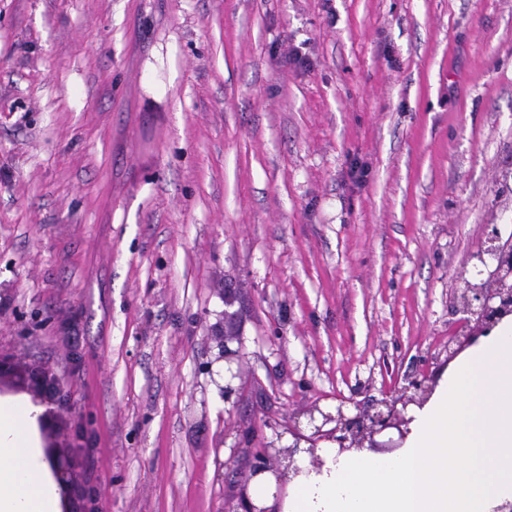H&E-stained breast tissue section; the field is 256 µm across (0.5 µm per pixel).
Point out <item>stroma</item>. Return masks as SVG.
Masks as SVG:
<instances>
[{
  "mask_svg": "<svg viewBox=\"0 0 512 512\" xmlns=\"http://www.w3.org/2000/svg\"><path fill=\"white\" fill-rule=\"evenodd\" d=\"M488 224L512 0H0V352L100 512H237L312 407L442 378Z\"/></svg>",
  "mask_w": 512,
  "mask_h": 512,
  "instance_id": "35a3bbf8",
  "label": "stroma"
}]
</instances>
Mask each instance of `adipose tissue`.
Listing matches in <instances>:
<instances>
[{
	"instance_id": "obj_1",
	"label": "adipose tissue",
	"mask_w": 512,
	"mask_h": 512,
	"mask_svg": "<svg viewBox=\"0 0 512 512\" xmlns=\"http://www.w3.org/2000/svg\"><path fill=\"white\" fill-rule=\"evenodd\" d=\"M39 410L0 400V512H56L51 466L31 438ZM395 453L299 449V473L250 482L259 512H491L512 500V318L469 347L429 400L410 410ZM318 456L312 467L310 456ZM288 494L277 498L278 482Z\"/></svg>"
}]
</instances>
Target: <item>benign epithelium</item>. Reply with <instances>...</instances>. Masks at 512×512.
Returning <instances> with one entry per match:
<instances>
[{
  "mask_svg": "<svg viewBox=\"0 0 512 512\" xmlns=\"http://www.w3.org/2000/svg\"><path fill=\"white\" fill-rule=\"evenodd\" d=\"M479 262L475 280L462 278L463 287L458 289L455 297L460 329L448 337V361L455 360L465 349L474 345L479 337L488 335L504 318L512 316V289L502 283L497 288H484L482 284L497 278L512 277V242L503 240L500 228L496 224L486 227L484 239L473 254ZM26 393L33 404L44 407L37 423L44 441V453L51 464V469L59 483L63 499H68L73 483L72 445L58 442L60 407L64 395L60 382L49 378L42 372L27 368L8 355L0 353V393L3 390ZM413 390V395L401 401L384 402L385 409L373 413L364 412L349 418L343 406L336 408V413L325 412L319 407L309 411V421L314 424L315 433L330 423L331 439L336 441L339 451L350 448H399L408 434L410 418L404 409L408 405L424 404L434 390L433 382L427 375L408 378L405 390ZM402 408H397V404ZM321 416V424H316V416ZM388 429L398 433V440L385 442L376 440V436ZM301 436L295 434V444L288 448L263 449L254 456L248 469L241 472V478L248 482L261 472L267 470V458L270 454L285 455L288 463L294 462V455L300 448Z\"/></svg>",
  "mask_w": 512,
  "mask_h": 512,
  "instance_id": "7a95c632",
  "label": "benign epithelium"
}]
</instances>
